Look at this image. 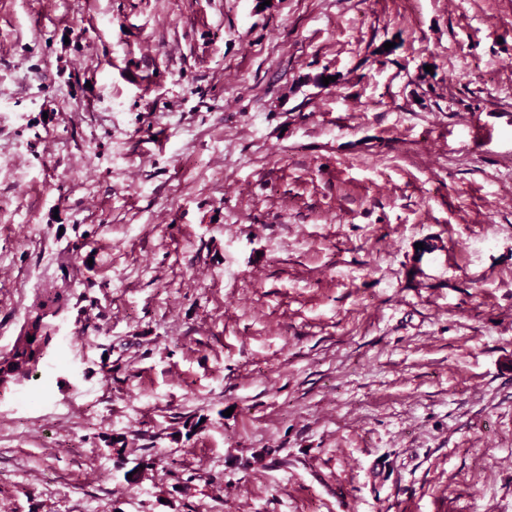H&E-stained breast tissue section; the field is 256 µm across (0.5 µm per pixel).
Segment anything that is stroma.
Listing matches in <instances>:
<instances>
[{
  "mask_svg": "<svg viewBox=\"0 0 512 512\" xmlns=\"http://www.w3.org/2000/svg\"><path fill=\"white\" fill-rule=\"evenodd\" d=\"M33 335L0 512H512V0H0Z\"/></svg>",
  "mask_w": 512,
  "mask_h": 512,
  "instance_id": "35a3bbf8",
  "label": "stroma"
}]
</instances>
